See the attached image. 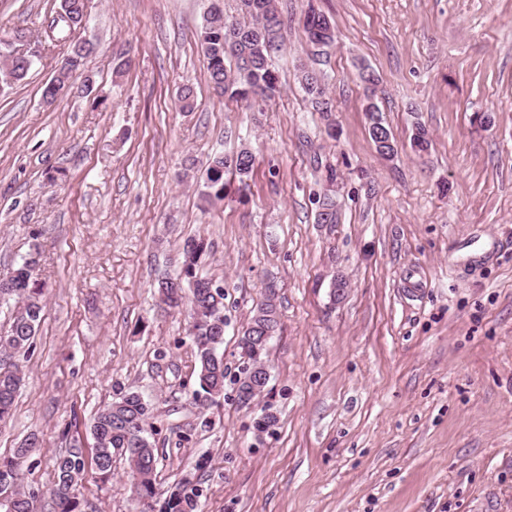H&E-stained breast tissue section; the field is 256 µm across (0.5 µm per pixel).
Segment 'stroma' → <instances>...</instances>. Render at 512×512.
<instances>
[{"mask_svg": "<svg viewBox=\"0 0 512 512\" xmlns=\"http://www.w3.org/2000/svg\"><path fill=\"white\" fill-rule=\"evenodd\" d=\"M52 5L0 0V51L18 28L41 38ZM213 6L241 15L238 0H87L76 36L96 92L43 103L58 46L0 93V278L38 249L46 299L0 461L37 433L24 488L54 512L56 456L92 447L94 414L134 390L153 407L160 499L187 479L199 512H512V0H277L281 91L264 106L212 90ZM311 8L336 31L328 115L296 78ZM370 100L393 157L370 138ZM243 145L253 172L207 201L208 157ZM324 193L338 223L316 221ZM190 236L224 282V396L203 409L187 317L155 290ZM270 285L280 329L247 407L238 342ZM78 497L81 512L142 510L121 458L107 483L86 465Z\"/></svg>", "mask_w": 512, "mask_h": 512, "instance_id": "obj_1", "label": "stroma"}]
</instances>
